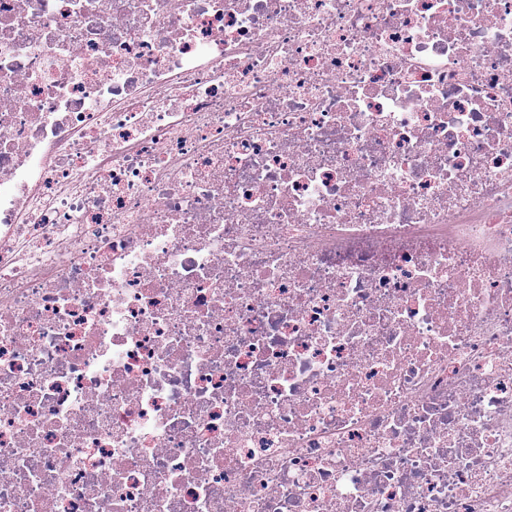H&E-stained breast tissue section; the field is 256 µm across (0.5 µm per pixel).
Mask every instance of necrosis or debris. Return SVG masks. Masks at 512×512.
<instances>
[{
    "label": "necrosis or debris",
    "mask_w": 512,
    "mask_h": 512,
    "mask_svg": "<svg viewBox=\"0 0 512 512\" xmlns=\"http://www.w3.org/2000/svg\"><path fill=\"white\" fill-rule=\"evenodd\" d=\"M0 512H512V0H0Z\"/></svg>",
    "instance_id": "obj_1"
}]
</instances>
